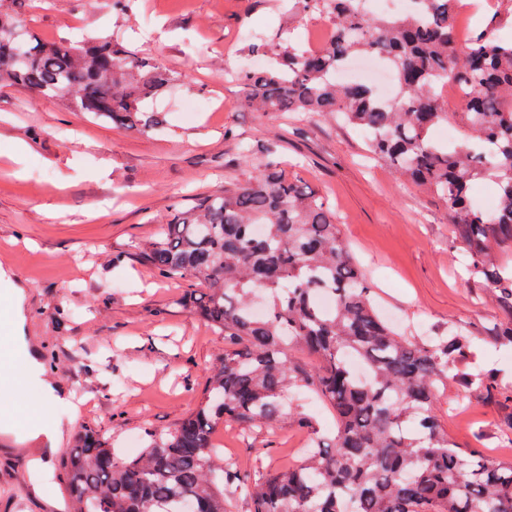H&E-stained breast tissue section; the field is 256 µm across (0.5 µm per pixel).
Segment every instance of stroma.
Instances as JSON below:
<instances>
[{
	"instance_id": "stroma-1",
	"label": "stroma",
	"mask_w": 512,
	"mask_h": 512,
	"mask_svg": "<svg viewBox=\"0 0 512 512\" xmlns=\"http://www.w3.org/2000/svg\"><path fill=\"white\" fill-rule=\"evenodd\" d=\"M287 8L286 0H134L125 16L110 0H14L23 24L46 40L117 32L177 79L146 102L166 119L148 133L112 128L24 86L0 89V268L27 291L30 350L81 404L77 415L42 405L45 420L64 428L57 452L0 431V512H58L62 454L80 436L110 438L128 457L129 439L174 427L196 409L227 342L177 305L189 282L160 277L137 247L158 237L176 203L247 181L271 147L335 211L384 318L420 336L463 326L471 347L462 371L512 381V346L489 340L507 316L465 273L445 204L403 182L388 162L368 159L362 135L342 122L243 106L247 89L234 77L248 63L240 31L258 43L285 32L297 41L330 25L324 16L289 23ZM190 93L224 107L187 113ZM243 143L250 159L239 153ZM293 406L275 429L228 423L216 432L231 474L256 479L286 469L314 433L333 429L319 399L297 393ZM438 410L459 446L512 458L499 433L511 405L485 403L452 377Z\"/></svg>"
}]
</instances>
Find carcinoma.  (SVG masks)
Masks as SVG:
<instances>
[{
    "label": "carcinoma",
    "mask_w": 512,
    "mask_h": 512,
    "mask_svg": "<svg viewBox=\"0 0 512 512\" xmlns=\"http://www.w3.org/2000/svg\"><path fill=\"white\" fill-rule=\"evenodd\" d=\"M301 19L325 15L330 35L318 50L278 39L272 65L236 74L247 106L261 114L336 115L363 134L366 151L448 208L467 272L512 316V39L500 16L459 43L451 0H415L400 17H374L361 0H291ZM384 60L400 104L381 101L363 83L336 81L354 56ZM449 79L469 91L448 110ZM175 80L154 58L109 39L47 41L18 25L0 3V88L16 85L61 97L78 112L120 129L163 126L144 102ZM458 122L455 145L433 131ZM490 179L498 202L488 213L470 196ZM164 277L205 285L181 302L219 329L230 347L213 365L194 412L171 429L151 430L143 451L120 458L112 442L86 434L63 460L75 512H226L213 436L226 422L275 427L288 390L314 392L335 415L329 437H316L299 464L260 482L238 480L253 512H512V460L490 461L455 446L436 404L469 352L457 326L437 336L394 330L375 310L327 201L279 168L264 169L224 192L177 206L160 236L137 246ZM336 297L326 312L321 291ZM356 357L365 379L348 365ZM463 384L505 403L512 385L494 374Z\"/></svg>",
    "instance_id": "carcinoma-1"
}]
</instances>
